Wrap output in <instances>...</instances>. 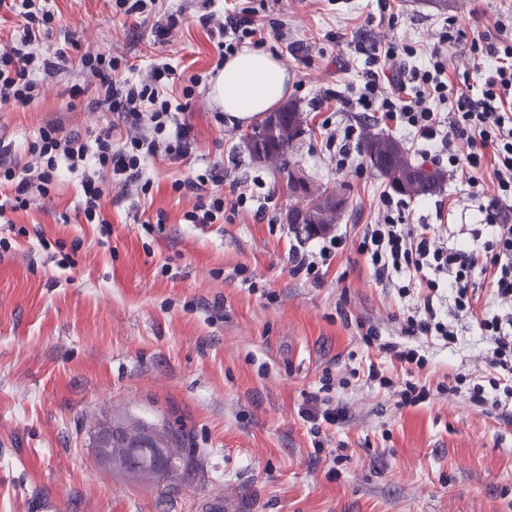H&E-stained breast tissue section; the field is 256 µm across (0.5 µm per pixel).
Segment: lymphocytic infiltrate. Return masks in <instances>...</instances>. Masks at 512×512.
<instances>
[{"instance_id": "lymphocytic-infiltrate-1", "label": "lymphocytic infiltrate", "mask_w": 512, "mask_h": 512, "mask_svg": "<svg viewBox=\"0 0 512 512\" xmlns=\"http://www.w3.org/2000/svg\"><path fill=\"white\" fill-rule=\"evenodd\" d=\"M158 0H115L126 16L154 17V37L166 43L179 21L177 14L160 12ZM0 4L24 20L20 37L0 47V106L29 105L42 93V75L65 70L70 58L65 49L53 56L43 54L40 45L48 35L54 16L46 0H0ZM257 10L250 0H240L224 17L200 15L219 54L234 52L243 40L260 35ZM474 53L496 59L492 75L480 88L460 87L448 80L441 51H434L428 69L413 71L409 80H385L383 60L394 61L408 50L396 45L361 42L357 50L365 57L364 91L357 100L361 111L382 113L385 120L414 128L434 151L448 155L449 166L465 165L477 178L496 182L499 200L512 198V113L505 105L512 98V45L499 47L484 37L472 39ZM78 68L89 83L104 91L94 107L113 115V122L86 132L66 129L57 121L48 122L36 141L18 156L12 144L0 140V217L27 209L63 173L81 176L82 213L86 223L101 221L104 189L103 172L134 183L143 179L150 160H176L190 148L185 122L184 100L192 94L184 86L181 98L169 88L177 70L168 63L153 65L142 79L118 77L120 63L106 53H86ZM453 101L447 118L434 112V101ZM214 174H201L185 182L196 203L185 215L187 223L211 224L224 212V195L216 189ZM383 218L366 225L358 250L367 257L375 280L397 288L399 294L418 290L422 299L412 307L397 327V340L382 339L373 325L358 323L362 342L377 349L391 365L424 370L428 359L417 343L436 339L456 342L452 316L474 308L476 289L473 272L488 279L499 313L484 316L477 325L489 348L479 369L469 400L478 411H486L490 391L512 396V219L503 215L497 203L485 210L490 230L482 236L476 229L459 227L438 235L434 225L405 221L404 202L383 196Z\"/></svg>"}]
</instances>
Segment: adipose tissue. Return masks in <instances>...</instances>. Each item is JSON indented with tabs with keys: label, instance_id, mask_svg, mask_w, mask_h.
<instances>
[{
	"label": "adipose tissue",
	"instance_id": "obj_1",
	"mask_svg": "<svg viewBox=\"0 0 512 512\" xmlns=\"http://www.w3.org/2000/svg\"><path fill=\"white\" fill-rule=\"evenodd\" d=\"M288 86V71L271 53L243 49L224 60L210 90L230 121L249 124L274 111Z\"/></svg>",
	"mask_w": 512,
	"mask_h": 512
}]
</instances>
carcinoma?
Segmentation results:
<instances>
[{
	"instance_id": "carcinoma-1",
	"label": "carcinoma",
	"mask_w": 512,
	"mask_h": 512,
	"mask_svg": "<svg viewBox=\"0 0 512 512\" xmlns=\"http://www.w3.org/2000/svg\"><path fill=\"white\" fill-rule=\"evenodd\" d=\"M260 128L275 143V151L269 159L280 162V168H286L288 152L300 135L297 122L292 119L266 120ZM393 144L396 145L393 162L381 170V175L391 186L402 185V195L410 199L422 196L418 187L420 172L440 183L445 181L442 169L413 162L407 149L396 140L383 138L370 130L363 137V149L368 157L372 155L373 147L386 148ZM188 440L189 433L184 427L165 418L152 421L132 418L112 423L110 432L104 427L100 428L95 436V447L98 454L125 462L131 470L153 479L174 470L186 474L197 471L194 452L185 448Z\"/></svg>"
}]
</instances>
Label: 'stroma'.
<instances>
[{
  "instance_id": "stroma-1",
  "label": "stroma",
  "mask_w": 512,
  "mask_h": 512,
  "mask_svg": "<svg viewBox=\"0 0 512 512\" xmlns=\"http://www.w3.org/2000/svg\"><path fill=\"white\" fill-rule=\"evenodd\" d=\"M257 19L281 24L266 38L289 79L287 100L302 111L304 132L288 153L314 187L339 191L343 241L320 282L293 275L290 249L315 252L321 239H297L287 215L295 204L285 181L255 162L250 126L220 123L210 96L218 51L199 24L201 0H170L182 21L167 43L151 24L115 14L110 0H49L54 53H109L132 64L167 62L197 76L187 120L192 150L148 167L150 183L128 189L104 177L111 236L77 216L79 175L0 225V512H28L52 491L59 512H512V424L475 410L467 393L401 408L368 377L370 365L405 378L345 327L337 312L394 332L396 316L417 302L372 277L357 251L362 225L380 217L390 187L355 148L345 165L326 146L330 128L359 122L402 142L413 161L428 144L414 132L366 117L359 40L411 48L408 68L428 66L442 47L455 83H479L494 69L471 50L474 35L512 44V0H253ZM455 25L452 45L439 39ZM78 69L48 77L31 105L0 108V139L23 145L48 121L80 131L100 126L79 99ZM337 99L324 101L325 91ZM440 192L408 200L411 224L479 226L496 184H473L465 167L436 160ZM220 178L226 208L212 224H189L195 198L174 190L205 170ZM267 217L257 221V207ZM474 312L458 314V341L429 344L418 378L427 385L473 368L486 348L476 320L498 312L488 283ZM331 377L328 398L342 421L316 442L301 412ZM125 417L182 421L200 453L202 479L170 474L175 488L137 480L97 458L92 427Z\"/></svg>"
}]
</instances>
